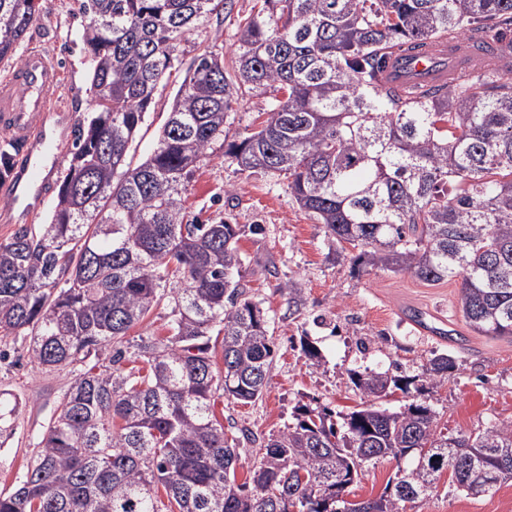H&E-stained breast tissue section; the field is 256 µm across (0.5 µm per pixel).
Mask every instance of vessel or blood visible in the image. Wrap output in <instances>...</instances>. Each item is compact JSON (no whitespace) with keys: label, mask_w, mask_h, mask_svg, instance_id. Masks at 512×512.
<instances>
[{"label":"vessel or blood","mask_w":512,"mask_h":512,"mask_svg":"<svg viewBox=\"0 0 512 512\" xmlns=\"http://www.w3.org/2000/svg\"><path fill=\"white\" fill-rule=\"evenodd\" d=\"M466 55L463 44L441 40L414 55H394L387 60L385 73L403 85L441 81L447 75L444 60ZM62 85L60 69L40 50L27 51L21 64L0 80V135L13 146L6 174L0 179V195L10 202L12 224L26 222L40 208L55 173L62 168L58 148L68 141L73 126L72 114L54 106Z\"/></svg>","instance_id":"b4317fda"}]
</instances>
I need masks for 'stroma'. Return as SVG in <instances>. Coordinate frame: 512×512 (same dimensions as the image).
Returning <instances> with one entry per match:
<instances>
[{
    "instance_id": "1",
    "label": "stroma",
    "mask_w": 512,
    "mask_h": 512,
    "mask_svg": "<svg viewBox=\"0 0 512 512\" xmlns=\"http://www.w3.org/2000/svg\"><path fill=\"white\" fill-rule=\"evenodd\" d=\"M256 2L224 0L221 16L186 33L180 45L183 63H190L218 37L225 57H234L235 23L247 17ZM82 3L38 0L39 14L14 54L19 61L27 49L40 48L53 57L64 72L56 104L78 124L90 100ZM184 77L180 70L159 84L155 109L132 144L136 159L153 149ZM274 96L270 87L239 90L224 124L227 139L245 135L261 121ZM186 207L205 224L223 220L262 228L261 233L241 237L245 263L237 278L272 319L275 358L261 400L243 405L222 397L215 407L239 450L237 482L248 481L260 459L258 439L286 431L298 403L314 401L343 413L356 407L359 397L349 379L354 370L408 377L407 391H395L381 401L383 408L400 411L425 383L424 369L433 354L448 353L456 364L429 395L438 431L470 434L512 424V341L492 340L466 326L458 308L459 281L430 285L407 272L352 271L348 260L330 254L320 225L298 207L287 183L241 171L219 155L200 163L188 185ZM291 279L303 288L293 305L283 289ZM414 310L444 317L451 338L439 341L402 323V312ZM306 340L316 346L319 358L306 354ZM27 346L24 337L9 340L8 356L0 360V392L17 403L13 431L0 444V490L25 473L60 397L78 372L74 366H35ZM406 512H512V482L471 496L456 490L445 474L428 498L407 504Z\"/></svg>"
}]
</instances>
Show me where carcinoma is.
I'll return each instance as SVG.
<instances>
[{"label":"carcinoma","instance_id":"carcinoma-1","mask_svg":"<svg viewBox=\"0 0 512 512\" xmlns=\"http://www.w3.org/2000/svg\"><path fill=\"white\" fill-rule=\"evenodd\" d=\"M262 2L237 25L230 67L214 46L193 59L155 147L134 165L130 145L177 45L224 0H84L90 113L48 223L0 241V339L28 337L43 369H81L26 473L0 491V512H160V486L178 512H352L348 488L387 457L409 465L379 512L427 498L448 469L468 495L512 481L511 425L443 435L425 398L400 412L377 406L404 377L366 370L350 373L359 406H295L237 483L214 395L258 399L275 342L235 279L241 228L201 224L185 206L214 145L242 171L287 181L353 266L458 278L465 323L512 336V0ZM37 13V0H0V63ZM448 37L489 61L439 85L384 82L395 52ZM245 84L283 98L227 144L224 119ZM164 299L167 335L131 337ZM131 357L142 366L122 367ZM453 365L440 354L426 374L435 383Z\"/></svg>","mask_w":512,"mask_h":512}]
</instances>
